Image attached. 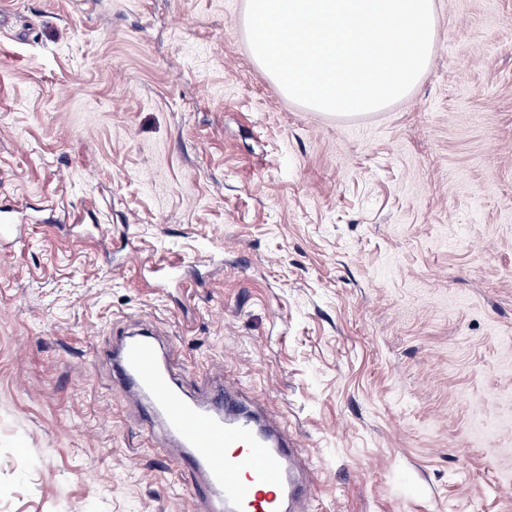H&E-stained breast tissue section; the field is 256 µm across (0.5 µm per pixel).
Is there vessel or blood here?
I'll return each instance as SVG.
<instances>
[{
	"label": "vessel or blood",
	"mask_w": 512,
	"mask_h": 512,
	"mask_svg": "<svg viewBox=\"0 0 512 512\" xmlns=\"http://www.w3.org/2000/svg\"><path fill=\"white\" fill-rule=\"evenodd\" d=\"M113 368L182 448L180 471L203 512H214L219 504L225 512H277L279 501L301 503L302 488L288 477L295 452L287 436L264 428L245 409L236 419L224 420L212 409L223 401V391L207 405L189 400L160 365L150 337L123 339Z\"/></svg>",
	"instance_id": "obj_1"
}]
</instances>
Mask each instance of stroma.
Here are the masks:
<instances>
[{"label":"stroma","instance_id":"stroma-1","mask_svg":"<svg viewBox=\"0 0 512 512\" xmlns=\"http://www.w3.org/2000/svg\"><path fill=\"white\" fill-rule=\"evenodd\" d=\"M8 2L0 512H195L113 381L146 326L294 435L308 512H512V0H434L421 80L352 115L281 92L247 0Z\"/></svg>","mask_w":512,"mask_h":512}]
</instances>
